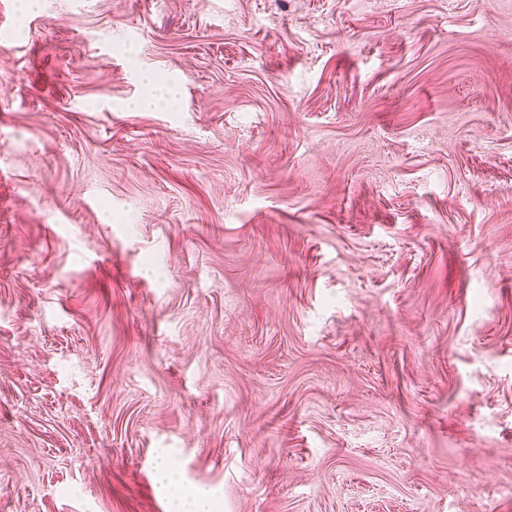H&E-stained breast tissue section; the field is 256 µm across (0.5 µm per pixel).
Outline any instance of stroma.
I'll list each match as a JSON object with an SVG mask.
<instances>
[{
  "label": "stroma",
  "mask_w": 512,
  "mask_h": 512,
  "mask_svg": "<svg viewBox=\"0 0 512 512\" xmlns=\"http://www.w3.org/2000/svg\"><path fill=\"white\" fill-rule=\"evenodd\" d=\"M2 32L0 512H512V0Z\"/></svg>",
  "instance_id": "stroma-1"
}]
</instances>
